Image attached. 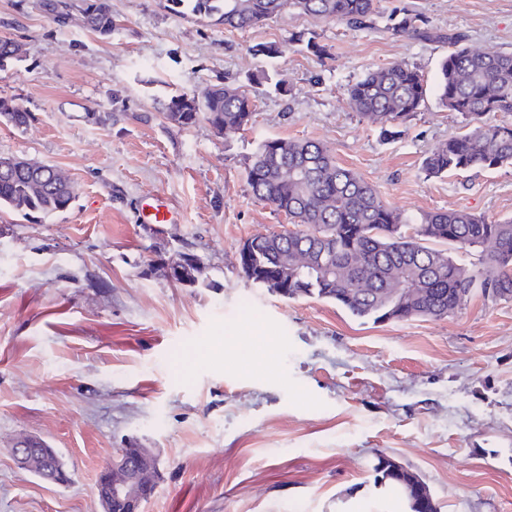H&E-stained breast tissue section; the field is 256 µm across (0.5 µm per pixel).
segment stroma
Returning a JSON list of instances; mask_svg holds the SVG:
<instances>
[{"mask_svg": "<svg viewBox=\"0 0 512 512\" xmlns=\"http://www.w3.org/2000/svg\"><path fill=\"white\" fill-rule=\"evenodd\" d=\"M67 3L59 22L41 0H0V36L22 47L0 65V96L31 114L0 125V156L54 165L73 190L50 216L0 211V512H100V468L135 443L160 460L141 512H402L377 484L381 454L437 512H512V299L475 290L445 318L376 322L279 297L238 265L245 240L289 225L246 182L267 138L320 142L408 216L512 218V166L426 177L427 152L467 129L436 94L388 139L347 100L388 63L433 88L452 36L512 52V0H378L366 29L285 13L244 31L167 0H112L106 37L85 0ZM400 12L427 36L389 31ZM267 42L281 58L254 55ZM219 83L254 101L251 129L162 117L169 94ZM155 199L173 223H144ZM184 255L196 285L168 275ZM25 435L64 457L68 486L16 469L8 450Z\"/></svg>", "mask_w": 512, "mask_h": 512, "instance_id": "stroma-1", "label": "stroma"}]
</instances>
